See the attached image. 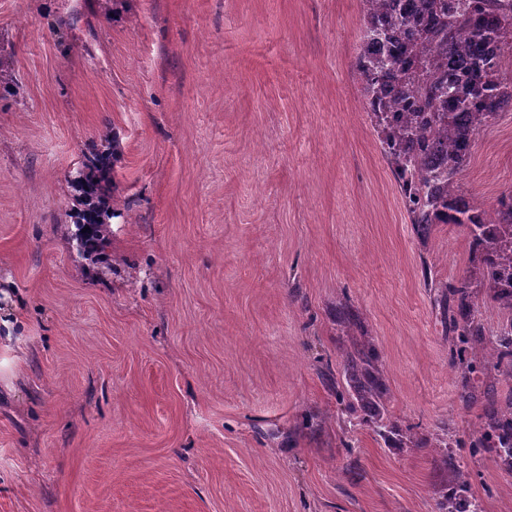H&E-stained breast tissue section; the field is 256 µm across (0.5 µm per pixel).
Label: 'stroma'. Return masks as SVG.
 <instances>
[{"mask_svg":"<svg viewBox=\"0 0 512 512\" xmlns=\"http://www.w3.org/2000/svg\"><path fill=\"white\" fill-rule=\"evenodd\" d=\"M362 25L361 0H0V312L24 311L0 344V512H439L452 463L512 512L430 286L470 273V239L410 224ZM105 132L128 208L103 261L71 181ZM459 183L488 207L512 188V112ZM365 340L416 445L336 399Z\"/></svg>","mask_w":512,"mask_h":512,"instance_id":"stroma-1","label":"stroma"}]
</instances>
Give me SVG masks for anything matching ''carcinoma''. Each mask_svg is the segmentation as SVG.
Segmentation results:
<instances>
[{"instance_id":"cac0c4a2","label":"carcinoma","mask_w":512,"mask_h":512,"mask_svg":"<svg viewBox=\"0 0 512 512\" xmlns=\"http://www.w3.org/2000/svg\"><path fill=\"white\" fill-rule=\"evenodd\" d=\"M363 30L353 66L363 79L362 94L381 133L410 223L426 237L434 224L466 227L479 263L484 304L497 309L496 340H486L477 288L464 276L442 284L443 319L453 348L449 358L461 370L459 399L484 393L488 401L480 435L471 453L512 470V391L502 397L472 378L493 369L512 378V189L486 209L467 197L458 176L467 166L473 137L504 112L512 111V84L499 74L503 54L493 47L512 42V0H362ZM113 155L90 154L73 180L80 208L74 239L90 257L106 254L107 220L121 215L113 191ZM87 232H82V229ZM343 371L365 421L389 441L386 389L368 350L346 354ZM470 494L469 473L453 469L440 512H481Z\"/></svg>"}]
</instances>
